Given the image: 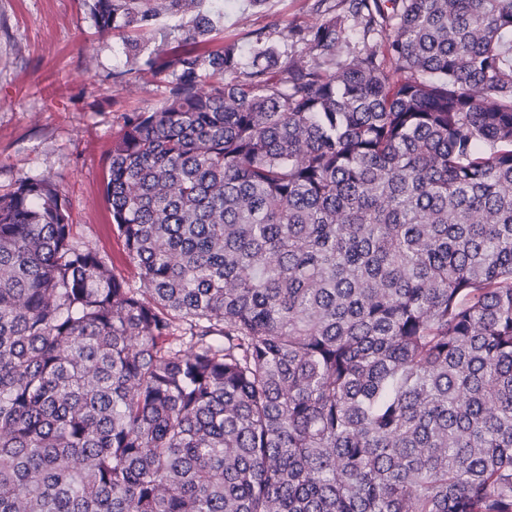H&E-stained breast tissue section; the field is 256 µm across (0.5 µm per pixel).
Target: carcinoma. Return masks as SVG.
Wrapping results in <instances>:
<instances>
[{
	"label": "carcinoma",
	"mask_w": 512,
	"mask_h": 512,
	"mask_svg": "<svg viewBox=\"0 0 512 512\" xmlns=\"http://www.w3.org/2000/svg\"><path fill=\"white\" fill-rule=\"evenodd\" d=\"M341 2L282 66L84 0L182 39L108 157L139 286L0 196V512H512V0Z\"/></svg>",
	"instance_id": "carcinoma-1"
}]
</instances>
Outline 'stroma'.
I'll return each instance as SVG.
<instances>
[{
    "label": "stroma",
    "mask_w": 512,
    "mask_h": 512,
    "mask_svg": "<svg viewBox=\"0 0 512 512\" xmlns=\"http://www.w3.org/2000/svg\"><path fill=\"white\" fill-rule=\"evenodd\" d=\"M223 15L214 45L250 56L266 35L281 63L308 60L295 39L338 0H209ZM159 77L137 71L120 39L102 36L83 0H0V195L44 178L67 202L78 241L93 244L117 277L137 284L103 191L112 139L129 113L158 106Z\"/></svg>",
    "instance_id": "obj_1"
}]
</instances>
